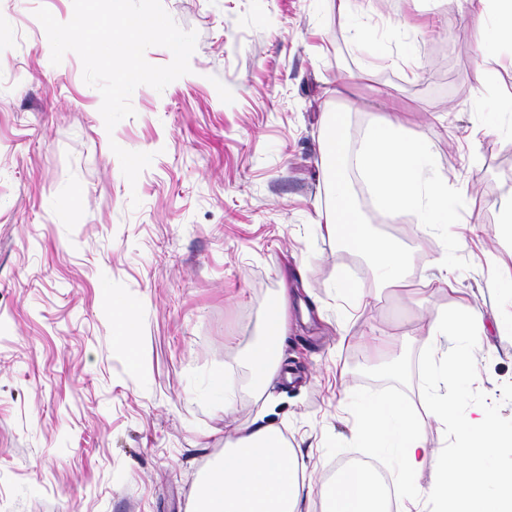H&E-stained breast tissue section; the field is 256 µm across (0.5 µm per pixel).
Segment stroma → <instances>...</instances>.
I'll return each mask as SVG.
<instances>
[{"instance_id": "obj_1", "label": "stroma", "mask_w": 512, "mask_h": 512, "mask_svg": "<svg viewBox=\"0 0 512 512\" xmlns=\"http://www.w3.org/2000/svg\"><path fill=\"white\" fill-rule=\"evenodd\" d=\"M198 34L191 72L135 89L132 117L106 131L76 54L52 64L35 18L73 0H0V512H192L224 441L257 416L300 445L312 475L360 459L346 403L387 394L425 409L419 357L428 321L481 307L485 331L457 409L486 407L512 429V55L495 47L478 89L463 0H162ZM351 80L352 150L394 96L459 194L455 238L381 210L351 170L373 235L444 258L457 290L413 264L382 287L366 256L318 233L328 203L320 143L337 76ZM152 153L129 185L112 145ZM141 204L131 208V195ZM302 269L297 328L280 380L259 397L249 353L284 270ZM347 276L368 304L342 305ZM409 287V288H410ZM138 309L134 355L112 300ZM393 334L391 376L364 350ZM234 411L225 414L224 399Z\"/></svg>"}]
</instances>
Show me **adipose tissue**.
Segmentation results:
<instances>
[{
	"label": "adipose tissue",
	"mask_w": 512,
	"mask_h": 512,
	"mask_svg": "<svg viewBox=\"0 0 512 512\" xmlns=\"http://www.w3.org/2000/svg\"><path fill=\"white\" fill-rule=\"evenodd\" d=\"M337 106L328 114L322 165L330 188L321 230L344 248L370 258L387 286L405 287L410 257L392 243L372 236L348 179L357 168L391 210H414L418 231H427L432 215L450 217L453 210L446 175H428L423 160L427 144L413 136L402 112L391 110L369 130L364 147L352 151L343 88L331 89ZM296 290L290 276L263 308L264 336L249 357L257 385L281 374L279 356L290 329ZM484 321L477 308L457 319L437 317L426 328L427 354L422 371L432 383L426 395L427 416L452 419L453 441L428 488L416 489L411 473L421 469L431 450L426 446L424 417L393 396L363 399L356 409V431L367 457L386 454L398 468L384 484L357 467L313 480L305 475L300 449L275 423L257 417L224 448V455L198 490L196 512H389L390 504L411 503L414 512H512V472L488 471L481 460L512 441L486 409L471 408L453 417V405L438 383L470 370L469 340L478 338Z\"/></svg>",
	"instance_id": "1"
}]
</instances>
